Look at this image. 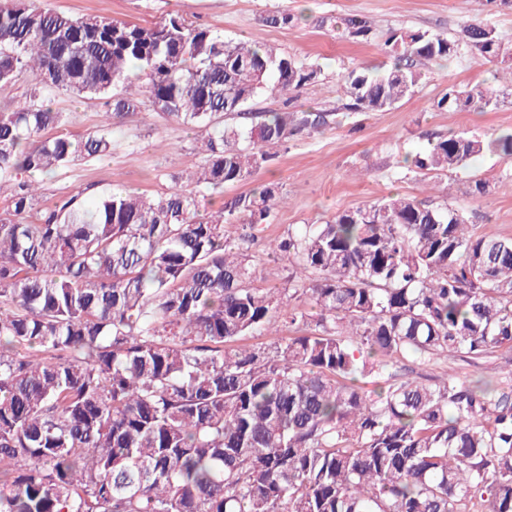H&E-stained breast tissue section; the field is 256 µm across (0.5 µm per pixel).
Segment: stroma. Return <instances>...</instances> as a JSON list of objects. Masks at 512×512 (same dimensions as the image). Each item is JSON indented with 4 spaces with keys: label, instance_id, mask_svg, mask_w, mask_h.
<instances>
[{
    "label": "stroma",
    "instance_id": "1",
    "mask_svg": "<svg viewBox=\"0 0 512 512\" xmlns=\"http://www.w3.org/2000/svg\"><path fill=\"white\" fill-rule=\"evenodd\" d=\"M42 7L75 17L100 16L149 25L178 14L196 26L227 39L259 40L275 45L288 56L318 62L317 82L302 89L295 109L331 113L329 124L304 132L277 149L266 166L246 181L199 200L200 213H211L233 196L259 184H274L286 205L276 207L272 219L250 245V287L265 289L283 284L290 263L287 256L271 254L270 240L310 224L332 220L336 212L372 203L388 196H406L426 205L449 204L463 210L477 232L512 236V158L488 152L469 166L430 175L432 190L422 191L409 160L429 140L451 132H467L490 141L512 131V95L498 106L437 109L433 103L449 87L490 83L512 71V65L491 63L462 43L463 20H484L501 34L512 37V8L491 0H39ZM279 11L297 14L290 27H273L266 19ZM365 17L372 28L369 40L359 42L323 25L326 17ZM396 31L441 34L459 42L456 56L422 61L415 92L396 107L379 112L343 110L339 87L350 71L377 73L392 59L385 42ZM51 106L65 113L59 132L73 139L94 132L102 121L100 101L78 99L64 93L52 96ZM201 130L169 121L144 108L114 118L112 150L94 159H76L52 175L39 176L42 206L83 192L94 201L111 190L136 191L154 196L176 185L182 174L202 162L197 146ZM483 180V194L471 191ZM499 354L475 361L461 357H435L414 372L434 380L444 373L494 374Z\"/></svg>",
    "mask_w": 512,
    "mask_h": 512
}]
</instances>
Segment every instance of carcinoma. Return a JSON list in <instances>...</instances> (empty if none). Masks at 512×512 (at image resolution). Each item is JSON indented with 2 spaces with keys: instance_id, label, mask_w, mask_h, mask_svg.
<instances>
[{
  "instance_id": "obj_1",
  "label": "carcinoma",
  "mask_w": 512,
  "mask_h": 512,
  "mask_svg": "<svg viewBox=\"0 0 512 512\" xmlns=\"http://www.w3.org/2000/svg\"><path fill=\"white\" fill-rule=\"evenodd\" d=\"M340 25L371 34L358 15ZM462 33L487 61L512 59V38L493 27ZM386 46L390 69L346 77L345 110L398 104L419 83L417 61L458 52L419 31ZM133 66L154 112L207 132L191 188L38 207L32 177L107 155L112 117L141 111L116 92ZM320 72L177 14L137 25L0 3V86L33 80L28 101L0 109V512H512V356L491 380L427 384L400 366L512 351V237L470 233L446 204L387 197L276 239L288 286L260 290L244 244L270 223L275 186L199 214L198 194L329 123L290 108ZM61 92L103 101L105 124L79 140L44 136L64 121L50 105ZM267 94L283 110L251 111ZM498 98L483 83L434 107ZM486 150L511 157L512 134L450 133L412 164L426 176ZM242 217L236 244L224 225ZM277 324L294 332L287 342L237 345Z\"/></svg>"
}]
</instances>
